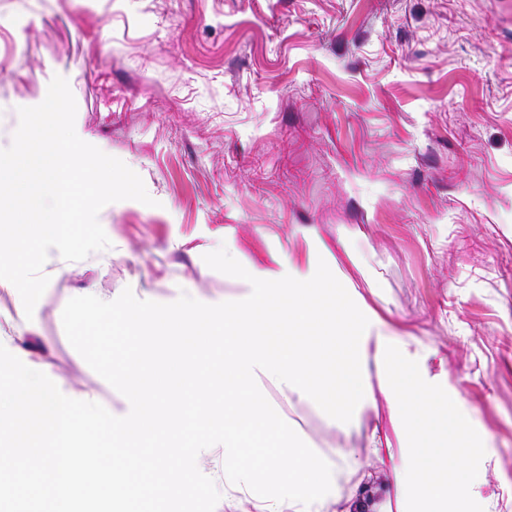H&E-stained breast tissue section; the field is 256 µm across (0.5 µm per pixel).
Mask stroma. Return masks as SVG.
I'll return each instance as SVG.
<instances>
[{
  "label": "stroma",
  "mask_w": 512,
  "mask_h": 512,
  "mask_svg": "<svg viewBox=\"0 0 512 512\" xmlns=\"http://www.w3.org/2000/svg\"><path fill=\"white\" fill-rule=\"evenodd\" d=\"M57 75L76 129L156 204L106 205L110 248L51 266L26 337L51 380L128 410L65 335L84 289L238 297L203 260L227 238L244 265L320 257L474 409L492 446L473 498L512 512V0H0V145ZM370 387L374 406L343 424L266 398L317 454L356 453L342 506L398 512L402 439ZM197 467L222 492L215 512H255L254 492L225 496L220 452Z\"/></svg>",
  "instance_id": "1"
}]
</instances>
